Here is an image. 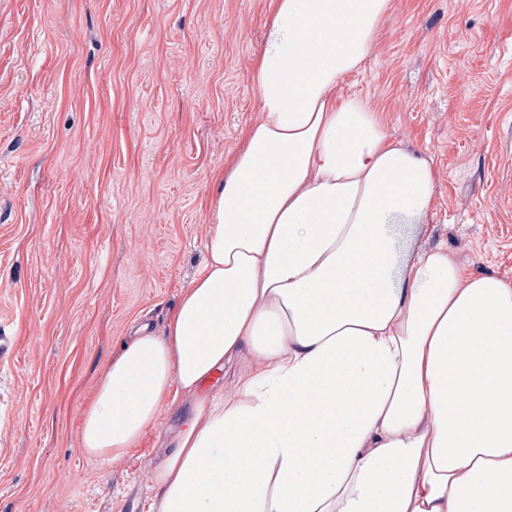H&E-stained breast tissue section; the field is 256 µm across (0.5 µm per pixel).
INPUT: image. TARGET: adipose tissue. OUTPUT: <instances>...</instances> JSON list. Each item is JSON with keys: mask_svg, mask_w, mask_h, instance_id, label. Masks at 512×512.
I'll return each mask as SVG.
<instances>
[{"mask_svg": "<svg viewBox=\"0 0 512 512\" xmlns=\"http://www.w3.org/2000/svg\"><path fill=\"white\" fill-rule=\"evenodd\" d=\"M390 3L274 0L203 265L83 415L115 459L191 398L147 512H512V287L428 245L431 164L339 93Z\"/></svg>", "mask_w": 512, "mask_h": 512, "instance_id": "ef3b65f1", "label": "adipose tissue"}]
</instances>
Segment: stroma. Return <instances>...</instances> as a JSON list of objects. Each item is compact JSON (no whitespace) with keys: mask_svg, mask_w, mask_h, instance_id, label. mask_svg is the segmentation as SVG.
Wrapping results in <instances>:
<instances>
[{"mask_svg":"<svg viewBox=\"0 0 512 512\" xmlns=\"http://www.w3.org/2000/svg\"><path fill=\"white\" fill-rule=\"evenodd\" d=\"M271 2L0 0V512H145L190 400L106 463L80 424L202 266ZM340 92L430 158V244L512 285V0H391Z\"/></svg>","mask_w":512,"mask_h":512,"instance_id":"35a3bbf8","label":"stroma"}]
</instances>
